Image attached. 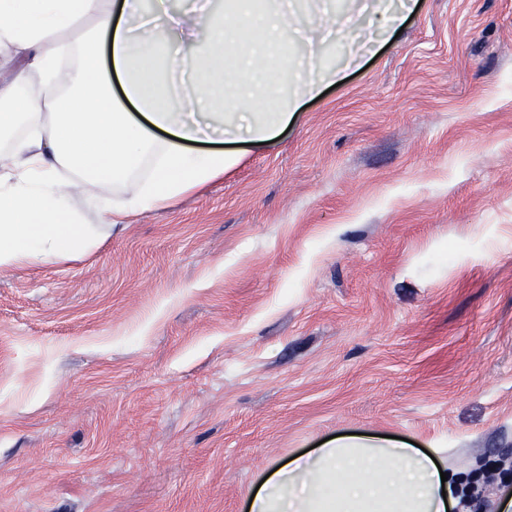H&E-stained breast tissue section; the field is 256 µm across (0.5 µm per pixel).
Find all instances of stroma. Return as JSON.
Here are the masks:
<instances>
[{
	"label": "stroma",
	"mask_w": 512,
	"mask_h": 512,
	"mask_svg": "<svg viewBox=\"0 0 512 512\" xmlns=\"http://www.w3.org/2000/svg\"><path fill=\"white\" fill-rule=\"evenodd\" d=\"M512 0L400 35L205 188L0 269V512H248L341 435L512 457Z\"/></svg>",
	"instance_id": "obj_1"
}]
</instances>
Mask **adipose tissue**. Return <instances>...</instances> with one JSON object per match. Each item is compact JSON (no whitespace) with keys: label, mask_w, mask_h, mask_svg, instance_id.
Masks as SVG:
<instances>
[{"label":"adipose tissue","mask_w":512,"mask_h":512,"mask_svg":"<svg viewBox=\"0 0 512 512\" xmlns=\"http://www.w3.org/2000/svg\"><path fill=\"white\" fill-rule=\"evenodd\" d=\"M416 0H0V268L80 256L101 230L71 184L116 187L113 223L205 186L273 142L305 101L389 38ZM344 41L340 63L323 47ZM38 77L22 96L19 83ZM140 178L137 193L121 186ZM465 470L438 449L339 437L275 471L251 512H458Z\"/></svg>","instance_id":"1"}]
</instances>
